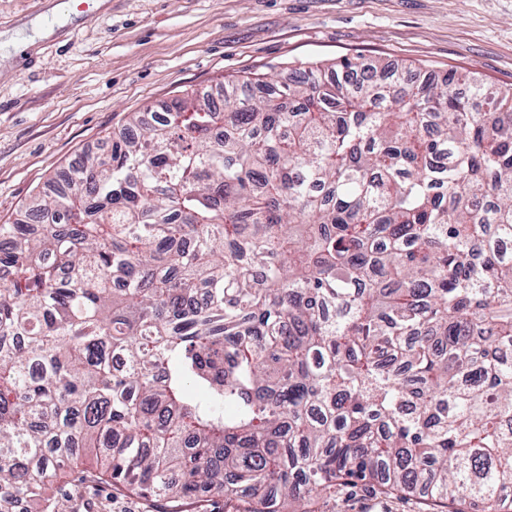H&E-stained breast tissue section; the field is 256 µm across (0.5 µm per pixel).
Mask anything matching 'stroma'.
<instances>
[{"label":"stroma","mask_w":512,"mask_h":512,"mask_svg":"<svg viewBox=\"0 0 512 512\" xmlns=\"http://www.w3.org/2000/svg\"><path fill=\"white\" fill-rule=\"evenodd\" d=\"M52 27L18 57L0 47V224L133 112L164 111L222 79L288 76L291 63L358 57L474 72L512 87V0H107L86 18L67 0H0V32ZM55 512H168L78 464ZM453 512L359 481L318 495L315 512Z\"/></svg>","instance_id":"1"}]
</instances>
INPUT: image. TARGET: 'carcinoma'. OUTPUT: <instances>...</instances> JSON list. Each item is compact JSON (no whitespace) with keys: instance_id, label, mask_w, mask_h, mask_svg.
Masks as SVG:
<instances>
[{"instance_id":"carcinoma-1","label":"carcinoma","mask_w":512,"mask_h":512,"mask_svg":"<svg viewBox=\"0 0 512 512\" xmlns=\"http://www.w3.org/2000/svg\"><path fill=\"white\" fill-rule=\"evenodd\" d=\"M357 58L135 112L0 224V512L512 494V87ZM53 488L56 512H167L165 501L145 499L111 482L96 478L87 464L78 463ZM90 504V509L84 508ZM188 512H234L232 504L225 503L224 497L204 494L192 504L186 506Z\"/></svg>"}]
</instances>
